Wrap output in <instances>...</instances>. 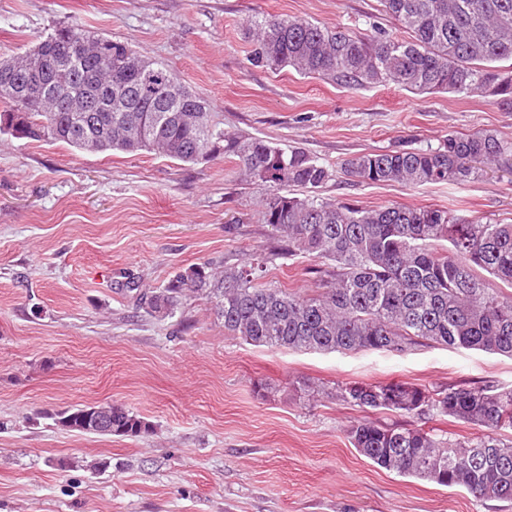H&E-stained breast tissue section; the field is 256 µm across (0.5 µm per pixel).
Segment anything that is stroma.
I'll return each instance as SVG.
<instances>
[{"label":"stroma","mask_w":512,"mask_h":512,"mask_svg":"<svg viewBox=\"0 0 512 512\" xmlns=\"http://www.w3.org/2000/svg\"><path fill=\"white\" fill-rule=\"evenodd\" d=\"M259 12L404 34L380 0H0V57L77 22L167 64L226 131L336 167L323 198L512 224L509 171L420 186L357 184L339 171L354 156L434 148L452 132L512 141V108L487 92L349 88L252 67L247 28ZM265 197L229 159L193 165L0 134V512H512L510 502L386 471L346 432L358 420L451 439L478 427L328 397L349 382L510 389L512 358L436 344L400 353L255 346L225 330L207 297L167 318L140 304L184 269L220 272L276 246ZM324 268L282 256L267 278L311 295ZM107 402L151 432L107 437L57 423L61 410ZM99 460L107 469L90 470Z\"/></svg>","instance_id":"1"}]
</instances>
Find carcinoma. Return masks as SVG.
<instances>
[{
    "instance_id": "cac0c4a2",
    "label": "carcinoma",
    "mask_w": 512,
    "mask_h": 512,
    "mask_svg": "<svg viewBox=\"0 0 512 512\" xmlns=\"http://www.w3.org/2000/svg\"><path fill=\"white\" fill-rule=\"evenodd\" d=\"M412 33L399 39L374 25L363 34L305 19L258 16L250 23L249 64L292 68L339 85L393 84L418 93L470 94L489 89L512 107V0H381ZM81 24L59 27L45 41L44 69L9 80L23 97L0 96V133L63 142L81 152H154L185 164L224 156L243 179L265 187L263 221L286 238L279 251L255 252L217 277L192 266L146 295L150 313L172 316L195 294L215 300L224 329L250 344L306 351L404 352L424 342L512 357V295L480 275L512 287V224H481L439 208L391 204L371 209L316 195L334 170L300 148L231 134L202 95L177 103L165 90L178 82L165 64L143 60L125 42ZM123 84L122 102L113 98ZM84 112L67 108L71 96ZM512 169V142L489 131L450 133L435 149L399 148L346 160L356 183L409 186L456 182L482 167ZM301 187L308 195H292ZM445 241L447 248L439 247ZM329 262L321 291L288 293L265 280L277 253ZM331 398L351 407L448 415L483 430L467 440L420 428L359 422L352 445L377 466L402 476L462 487L478 500L512 502V389L493 385L428 390L407 383H345ZM63 427L87 434L138 436L150 430L121 405H75Z\"/></svg>"
}]
</instances>
